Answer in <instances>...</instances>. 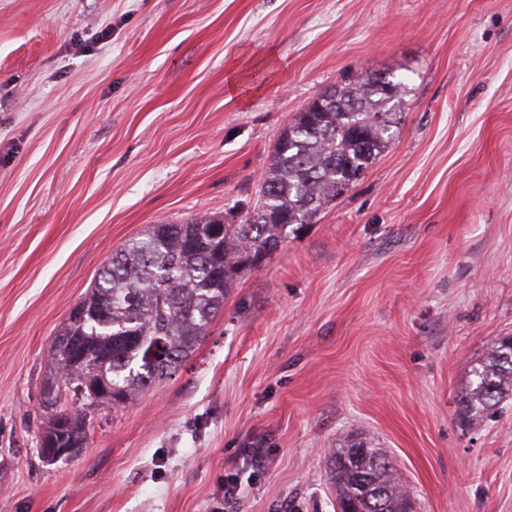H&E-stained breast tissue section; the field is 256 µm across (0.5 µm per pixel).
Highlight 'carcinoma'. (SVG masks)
<instances>
[{
	"mask_svg": "<svg viewBox=\"0 0 512 512\" xmlns=\"http://www.w3.org/2000/svg\"><path fill=\"white\" fill-rule=\"evenodd\" d=\"M407 93V78L390 72L345 80L280 134L254 212L243 222L229 224L221 214L152 224L113 253L51 349L54 375L41 391L48 419L38 455L69 448L66 458L76 456L86 447L88 415L120 406L175 372L240 273L313 223L389 146ZM508 397L512 344L505 336L470 370L463 417L479 424ZM326 466L347 512H413L387 451L372 442L347 441L332 449Z\"/></svg>",
	"mask_w": 512,
	"mask_h": 512,
	"instance_id": "obj_1",
	"label": "carcinoma"
}]
</instances>
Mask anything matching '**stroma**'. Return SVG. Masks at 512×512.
<instances>
[{
  "instance_id": "35a3bbf8",
  "label": "stroma",
  "mask_w": 512,
  "mask_h": 512,
  "mask_svg": "<svg viewBox=\"0 0 512 512\" xmlns=\"http://www.w3.org/2000/svg\"><path fill=\"white\" fill-rule=\"evenodd\" d=\"M238 66L251 92L228 98ZM407 76L364 177L236 281L176 372L37 454L51 342L151 224L244 219L297 112ZM512 336V0H0V512H335L331 448L392 455L417 512H512V401L468 425ZM505 336L488 355L470 370L469 388L460 402L463 417L471 425L480 424L505 398L512 399V345Z\"/></svg>"
}]
</instances>
